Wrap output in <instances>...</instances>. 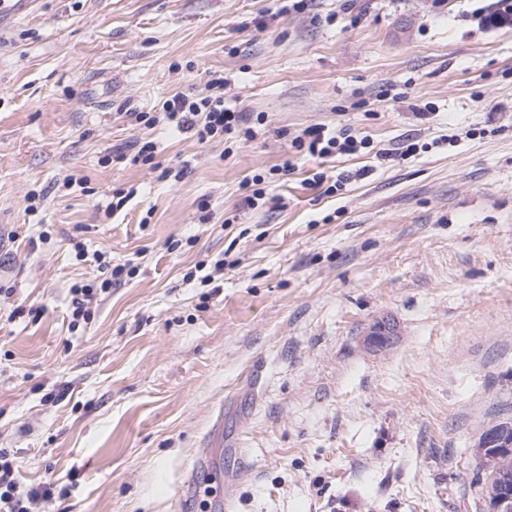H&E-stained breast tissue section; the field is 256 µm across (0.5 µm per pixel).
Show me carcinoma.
I'll use <instances>...</instances> for the list:
<instances>
[{
    "label": "carcinoma",
    "instance_id": "1",
    "mask_svg": "<svg viewBox=\"0 0 512 512\" xmlns=\"http://www.w3.org/2000/svg\"><path fill=\"white\" fill-rule=\"evenodd\" d=\"M512 440V420L496 423L480 434L473 454L478 460L477 484L480 495L494 506L498 498L512 499V448H494L486 442L487 432Z\"/></svg>",
    "mask_w": 512,
    "mask_h": 512
}]
</instances>
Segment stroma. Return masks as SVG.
Listing matches in <instances>:
<instances>
[{
    "instance_id": "35a3bbf8",
    "label": "stroma",
    "mask_w": 512,
    "mask_h": 512,
    "mask_svg": "<svg viewBox=\"0 0 512 512\" xmlns=\"http://www.w3.org/2000/svg\"><path fill=\"white\" fill-rule=\"evenodd\" d=\"M343 2L42 0L0 40V448L52 485L36 512L227 492L232 512H488L472 448L512 416V27L479 29L474 0ZM214 70L267 118L233 155L131 122ZM317 123L372 148L297 160L289 133ZM145 137L179 180L107 163ZM289 160L283 207L250 208L243 180ZM320 170L342 189H312ZM76 284L100 294L75 323Z\"/></svg>"
}]
</instances>
